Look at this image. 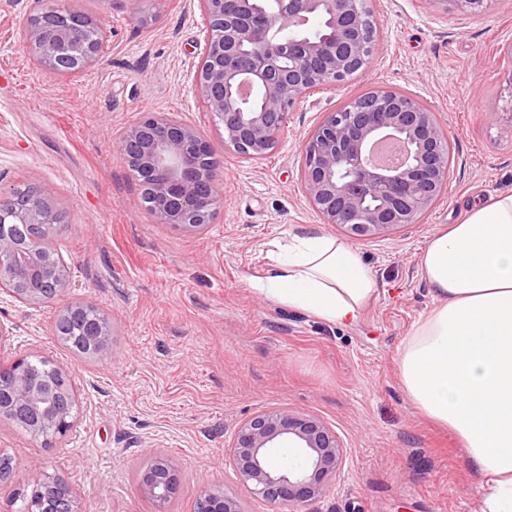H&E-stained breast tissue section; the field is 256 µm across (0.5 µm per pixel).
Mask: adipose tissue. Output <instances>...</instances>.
<instances>
[{
	"instance_id": "ef3b65f1",
	"label": "adipose tissue",
	"mask_w": 512,
	"mask_h": 512,
	"mask_svg": "<svg viewBox=\"0 0 512 512\" xmlns=\"http://www.w3.org/2000/svg\"><path fill=\"white\" fill-rule=\"evenodd\" d=\"M419 266L435 304L398 359L400 384L484 476L481 512H512V193L433 236ZM252 287L343 326L376 295L359 251L318 233L294 236Z\"/></svg>"
}]
</instances>
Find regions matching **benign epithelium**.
<instances>
[{
	"instance_id": "7a95c632",
	"label": "benign epithelium",
	"mask_w": 512,
	"mask_h": 512,
	"mask_svg": "<svg viewBox=\"0 0 512 512\" xmlns=\"http://www.w3.org/2000/svg\"><path fill=\"white\" fill-rule=\"evenodd\" d=\"M470 13H486L492 0H434ZM370 0H277L274 11L257 0H200L209 35L194 91L215 124L224 147L258 158L288 130L290 116L315 89L340 88L378 55L380 43ZM314 15L329 19L321 41L284 39L276 32ZM92 21L62 0H34L26 18L24 42L52 75H64L95 62L99 43L84 38ZM394 140L403 147L397 165L372 164L374 148ZM301 183L323 223L366 240L415 224L448 184V137L435 113L411 97L378 89L326 112L304 141ZM121 155L137 179L145 208L159 224L200 231L223 201L221 161L198 130L165 112H148L121 138ZM58 211L41 195L17 196L0 189V224H24L48 233ZM70 284L63 259L47 264L40 244L21 243L0 229V285L18 301L40 305ZM60 368L45 376L26 356L0 362V392L11 405L0 408L28 421L38 440L50 426L59 437L73 421L55 407L63 397ZM286 443L304 458L300 470L285 471L268 454ZM231 462L240 480L274 512H300L320 499L343 462L336 433L318 418L293 409L260 411L237 428ZM174 466L141 479L142 495L164 504L177 485ZM203 512H244L226 492H210Z\"/></svg>"
}]
</instances>
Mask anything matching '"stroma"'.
<instances>
[{
    "label": "stroma",
    "instance_id": "stroma-1",
    "mask_svg": "<svg viewBox=\"0 0 512 512\" xmlns=\"http://www.w3.org/2000/svg\"><path fill=\"white\" fill-rule=\"evenodd\" d=\"M103 31L98 61L50 75L21 39L29 0H0V188L30 184L67 215L53 240L70 267L58 299L30 306L0 291L10 344L66 370L73 429L45 447L0 421L16 462L0 512L39 476L68 479L84 512H157L141 471L165 456L179 472L167 512H197L212 489L245 512H270L229 464L239 423L297 409L344 449L343 467L306 512H476L483 476L448 429L410 403L397 361L433 307L419 258L440 229L512 190V0L482 15L428 0H371L380 52L341 89L315 92L264 157L224 147L196 98L205 20L198 0H66ZM378 88L435 112L451 147L444 193L417 222L357 242L377 282L361 321L344 327L251 288L278 244L316 232L346 240L306 199L301 147L323 113ZM194 125L223 162V203L204 232L154 223L119 150L145 113ZM93 304L112 327V356L87 361L51 332L59 309Z\"/></svg>",
    "mask_w": 512,
    "mask_h": 512
}]
</instances>
